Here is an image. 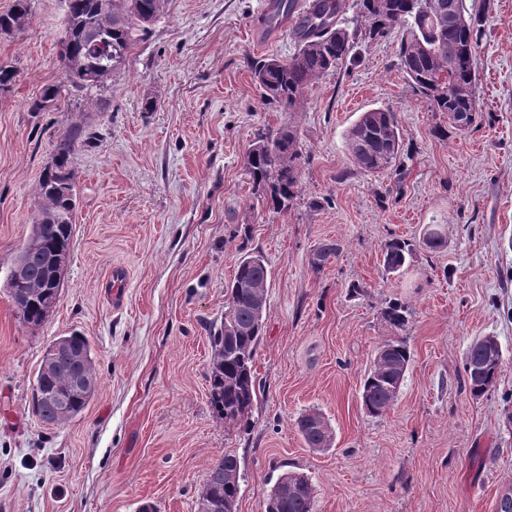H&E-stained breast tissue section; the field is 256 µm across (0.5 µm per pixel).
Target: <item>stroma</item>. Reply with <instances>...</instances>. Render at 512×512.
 Listing matches in <instances>:
<instances>
[{"instance_id":"obj_1","label":"stroma","mask_w":512,"mask_h":512,"mask_svg":"<svg viewBox=\"0 0 512 512\" xmlns=\"http://www.w3.org/2000/svg\"><path fill=\"white\" fill-rule=\"evenodd\" d=\"M466 5L486 13L481 110L458 130L398 67L397 32L358 44L287 112L252 79L257 61L296 50L289 36L253 41L261 0H165L88 96L61 68L65 0H30L28 23L0 36V63L17 72L0 91V512H139L148 499L159 512H198L206 469L227 451L243 477L237 512H264L287 471L309 477L314 512H500L512 494V0ZM49 84L61 87L55 104L30 111ZM370 108L398 114L397 175L374 177L349 159L345 132ZM287 123L308 159L299 199L276 213L246 153ZM77 126L69 258L57 304L34 328L7 281L40 208L42 172ZM239 224L270 271L245 429L213 412L207 381ZM431 224L446 236L438 251L422 243ZM394 237L413 246L398 273L383 266ZM329 241L337 254L315 266ZM116 265L128 273L119 309ZM394 299L411 313V359L394 405L372 417L360 391L393 335L381 311ZM75 332L91 344L98 384L80 414L48 424L32 410V386L48 346ZM488 335L503 361L494 391L476 400L463 358ZM312 409L334 432L324 451L298 432Z\"/></svg>"}]
</instances>
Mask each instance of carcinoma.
<instances>
[{
    "label": "carcinoma",
    "mask_w": 512,
    "mask_h": 512,
    "mask_svg": "<svg viewBox=\"0 0 512 512\" xmlns=\"http://www.w3.org/2000/svg\"><path fill=\"white\" fill-rule=\"evenodd\" d=\"M103 0H66L64 39L69 56L61 59L64 75L71 86L91 94L99 85L103 62L94 45L99 34L92 29ZM112 6V28L104 33L112 50V69L119 68L136 43L161 12L163 0H108ZM431 0H359L353 26L341 24L340 0H317V5L301 17L304 34L297 40L296 52L287 59L266 58L253 68V79L269 104L296 111L309 88L347 59L361 41L380 40L395 30L403 31L398 65L413 87L434 112L448 113L456 126L468 128L479 112L477 88L478 49L483 35L484 15L473 13L466 0H455L457 16L443 19L433 12ZM30 15L29 0H14L12 8L0 14V27L24 25ZM60 94L57 85L44 87L30 106L43 111L47 102ZM84 142L81 131H68L57 143L40 180L43 198L40 234L21 251L22 278L14 283L23 299L19 316L27 324L38 325L56 306L58 285L53 279L56 256L70 249L73 212L76 205L74 174L70 156ZM350 160L361 171L383 176L400 160L402 138L397 113L388 108L363 112L346 134ZM305 148L292 125L260 135L247 155V174L264 204L275 212L290 210L300 196L301 169ZM242 237L233 278L225 286L224 321L210 329L211 361L208 369L209 399L224 423L239 428L249 425L256 381L254 356L263 335L259 303L267 302L269 270L259 252L246 251L247 225L237 226L232 237ZM425 245L438 250L445 245L440 225L427 227ZM384 267L396 273L406 264L411 244L391 239L382 249ZM390 328L404 331L409 322L408 307L390 301L381 311ZM492 342L482 336L472 340L463 361V383L474 399L496 387L502 360L488 364L481 372L477 363L485 359ZM365 375L360 394L363 410L381 416L394 404L408 370L411 354L404 338L396 336L382 345ZM85 379L96 387L98 378L89 340L80 335L66 337V346L57 350L47 366H39L32 391V407L42 421L60 423L81 413L93 392L74 388V381ZM298 431L311 448H329L334 442L331 426L321 413L310 410L297 419ZM238 457L226 452L207 468L200 495L206 512H224V505L238 501L241 485ZM316 490L309 478L296 472L281 474L270 490L265 512H313Z\"/></svg>",
    "instance_id": "cac0c4a2"
}]
</instances>
